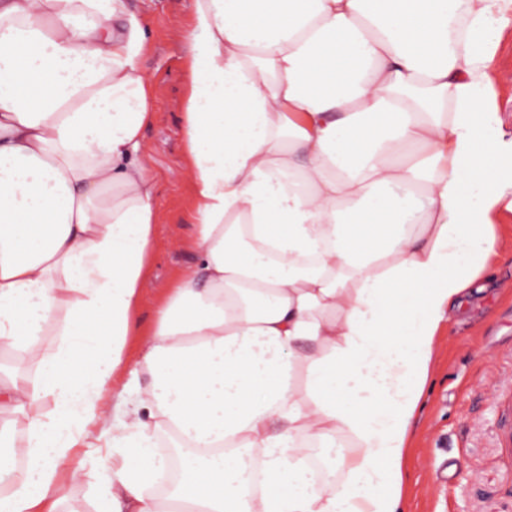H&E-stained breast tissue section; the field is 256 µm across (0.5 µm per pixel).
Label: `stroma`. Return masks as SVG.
I'll use <instances>...</instances> for the list:
<instances>
[{"instance_id": "35a3bbf8", "label": "stroma", "mask_w": 512, "mask_h": 512, "mask_svg": "<svg viewBox=\"0 0 512 512\" xmlns=\"http://www.w3.org/2000/svg\"><path fill=\"white\" fill-rule=\"evenodd\" d=\"M144 22V65L154 122L143 132V155L158 183L154 250L135 313L140 350L168 288L195 264L190 225L192 189L177 173L187 164L182 112L189 85L192 0H130ZM495 103L512 130V26L493 48ZM498 249L486 287L469 296L437 336L430 375L413 419L404 458L403 512H512V213L498 221Z\"/></svg>"}]
</instances>
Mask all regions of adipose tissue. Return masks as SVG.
Instances as JSON below:
<instances>
[{
  "label": "adipose tissue",
  "instance_id": "ef3b65f1",
  "mask_svg": "<svg viewBox=\"0 0 512 512\" xmlns=\"http://www.w3.org/2000/svg\"><path fill=\"white\" fill-rule=\"evenodd\" d=\"M510 24L512 0H193L199 260L132 361L146 31L128 0H0V342L31 365L0 380V512L85 479L96 512H401L435 338L512 212ZM495 83V103L508 130H512V25L505 28L493 48L491 63Z\"/></svg>",
  "mask_w": 512,
  "mask_h": 512
}]
</instances>
